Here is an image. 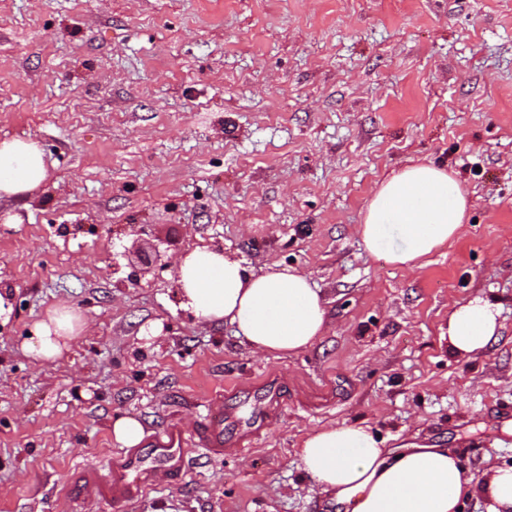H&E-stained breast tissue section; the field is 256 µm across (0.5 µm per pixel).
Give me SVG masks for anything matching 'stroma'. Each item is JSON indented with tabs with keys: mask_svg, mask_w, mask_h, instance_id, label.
I'll use <instances>...</instances> for the list:
<instances>
[{
	"mask_svg": "<svg viewBox=\"0 0 512 512\" xmlns=\"http://www.w3.org/2000/svg\"><path fill=\"white\" fill-rule=\"evenodd\" d=\"M41 143L34 199L0 202V512H336L305 477L308 433L371 425L385 447L453 449L467 475L512 467V0H0V140ZM448 167L472 221L411 270L356 228L377 183ZM169 268L135 279L125 250ZM198 246L322 290L329 327L257 353L181 306ZM497 304L499 335L448 349V315ZM84 331L54 361L22 343L47 310ZM288 407L256 444L118 509L67 497L119 445L113 422L193 436L234 386Z\"/></svg>",
	"mask_w": 512,
	"mask_h": 512,
	"instance_id": "obj_1",
	"label": "stroma"
}]
</instances>
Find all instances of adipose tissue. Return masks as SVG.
I'll list each match as a JSON object with an SVG mask.
<instances>
[{"mask_svg": "<svg viewBox=\"0 0 512 512\" xmlns=\"http://www.w3.org/2000/svg\"><path fill=\"white\" fill-rule=\"evenodd\" d=\"M47 161L37 141H0V201L25 198L47 181ZM470 203L446 168L406 166L376 187L358 226L372 252L389 230L400 244L388 262L412 268L458 238ZM177 287L186 309L203 321L231 325L254 351L291 355L311 347L327 328L320 288L304 273L271 264L249 272L222 252L197 247L177 261ZM495 304L474 298L448 316V347L459 356L486 349L500 324ZM80 331L73 309L49 310L24 351L40 360L68 352ZM301 468L341 512H460L464 501L482 496L487 512H512V467L494 468L476 481L445 448L414 444L383 447L370 426L350 423L309 434L299 450Z\"/></svg>", "mask_w": 512, "mask_h": 512, "instance_id": "obj_1", "label": "adipose tissue"}]
</instances>
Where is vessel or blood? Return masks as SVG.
Masks as SVG:
<instances>
[{
    "label": "vessel or blood",
    "mask_w": 512,
    "mask_h": 512,
    "mask_svg": "<svg viewBox=\"0 0 512 512\" xmlns=\"http://www.w3.org/2000/svg\"><path fill=\"white\" fill-rule=\"evenodd\" d=\"M260 394L248 420H241L233 400H226L207 410L195 442H187L178 426H163L152 431L141 445L111 455L104 468L78 470L71 493L113 507L128 505L146 489L182 475L189 466L191 448H200L210 456H227L249 447L265 422L288 404L287 391L277 383H264Z\"/></svg>",
    "instance_id": "b4317fda"
}]
</instances>
